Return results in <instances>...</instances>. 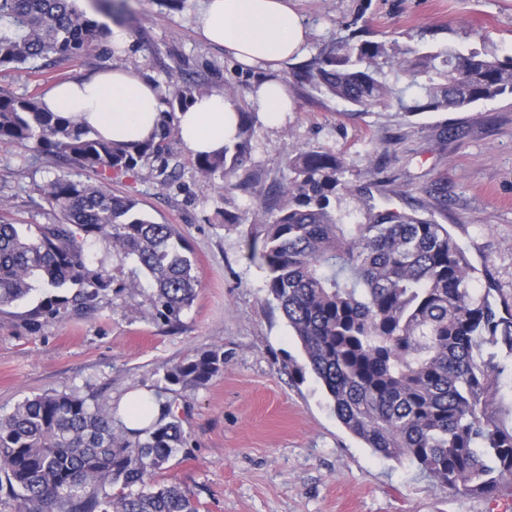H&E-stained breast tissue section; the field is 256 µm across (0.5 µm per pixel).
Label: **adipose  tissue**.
Listing matches in <instances>:
<instances>
[{
    "instance_id": "adipose-tissue-1",
    "label": "adipose tissue",
    "mask_w": 512,
    "mask_h": 512,
    "mask_svg": "<svg viewBox=\"0 0 512 512\" xmlns=\"http://www.w3.org/2000/svg\"><path fill=\"white\" fill-rule=\"evenodd\" d=\"M196 32L238 64L261 68L249 97L268 127L280 126L295 109L280 70L306 51L303 16L288 0H204ZM43 104L117 143L152 138L164 110L163 94L154 82L122 69L58 84L44 96ZM238 112L237 102L224 93L195 97L176 114L178 137L192 154L221 152L234 141Z\"/></svg>"
}]
</instances>
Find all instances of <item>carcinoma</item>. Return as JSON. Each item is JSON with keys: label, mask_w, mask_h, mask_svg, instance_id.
<instances>
[{"label": "carcinoma", "mask_w": 512, "mask_h": 512, "mask_svg": "<svg viewBox=\"0 0 512 512\" xmlns=\"http://www.w3.org/2000/svg\"><path fill=\"white\" fill-rule=\"evenodd\" d=\"M355 27L346 50L322 48L296 73L318 93L367 111L394 106L404 117L459 112L512 96V58L454 46L436 52L366 38ZM104 28L76 0H0V66L71 58L97 48ZM197 94L179 87L169 107ZM237 141L195 166L234 182L257 117L241 112ZM171 113L149 141L116 144L78 126L34 97L0 91V143L55 154L89 174H122L148 162L165 185ZM293 177L283 201L251 225L247 257L266 271L267 303L301 345L302 379L312 373L336 417L365 447L407 460L450 496L492 498L512 486V294L491 302L473 287L480 271L445 224L385 211L364 224H342L332 199L346 189L343 155L292 149ZM42 194L59 220L33 232L0 220V306L41 288L33 315L94 309L111 284L92 267L86 245L103 240L148 276L150 316L176 326L195 297V261L173 224L144 217L139 202L91 179L63 174ZM224 368V350L208 348L167 369L173 385L201 387ZM159 416L142 428L114 420L112 403L74 393L36 396L0 416V492L14 512H199L176 482L159 481L188 441L174 401L157 398Z\"/></svg>", "instance_id": "1"}]
</instances>
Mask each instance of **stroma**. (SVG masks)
I'll use <instances>...</instances> for the list:
<instances>
[{"instance_id": "stroma-1", "label": "stroma", "mask_w": 512, "mask_h": 512, "mask_svg": "<svg viewBox=\"0 0 512 512\" xmlns=\"http://www.w3.org/2000/svg\"><path fill=\"white\" fill-rule=\"evenodd\" d=\"M309 29L308 55L347 39L355 17L373 39L424 50L454 45L512 56V0H294ZM123 46L102 40L77 59L0 67V90L42 98L53 84L121 68L149 79L163 94L195 83L232 89L241 111L258 70L244 68L195 31L202 0L178 9L166 0H128ZM295 103L281 126L255 121L242 175L246 187L220 201L216 183L195 171V157L174 143L175 176L160 185L151 165L106 175L112 193L139 201L153 221L176 225L196 261L197 295L177 329L149 315L151 285L107 242L90 248L112 287L96 311L61 312L43 326L29 313L41 291L0 308V415L44 393L77 392L121 406L146 390L175 400L189 434L163 479L180 483L199 512H512V496L448 497L409 462L386 460L337 420L313 375L290 376L304 355L286 321L265 302L266 272L245 256L244 236L273 207L292 177L289 149L344 155L346 190L332 206L342 223L394 209L448 225L495 287L512 292V98L480 101L460 112L403 119L378 106L358 115L349 104L298 83L284 69ZM58 158L0 143V216L49 224L55 213L41 190L62 174ZM441 183L442 193L432 192ZM240 218L224 221L225 212ZM140 288L130 290L132 278ZM220 347L224 369L203 387L170 384L164 374L194 350Z\"/></svg>"}]
</instances>
